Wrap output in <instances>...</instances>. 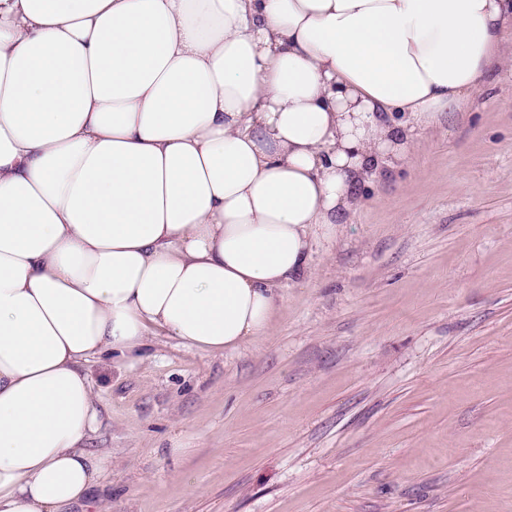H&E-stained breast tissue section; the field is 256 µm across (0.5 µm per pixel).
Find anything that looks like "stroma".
Masks as SVG:
<instances>
[{"label": "stroma", "instance_id": "stroma-1", "mask_svg": "<svg viewBox=\"0 0 512 512\" xmlns=\"http://www.w3.org/2000/svg\"><path fill=\"white\" fill-rule=\"evenodd\" d=\"M283 288L269 333L91 363L109 512H512V71Z\"/></svg>", "mask_w": 512, "mask_h": 512}]
</instances>
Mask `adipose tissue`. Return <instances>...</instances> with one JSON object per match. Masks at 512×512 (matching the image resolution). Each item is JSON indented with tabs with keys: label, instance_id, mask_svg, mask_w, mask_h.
<instances>
[{
	"label": "adipose tissue",
	"instance_id": "obj_1",
	"mask_svg": "<svg viewBox=\"0 0 512 512\" xmlns=\"http://www.w3.org/2000/svg\"><path fill=\"white\" fill-rule=\"evenodd\" d=\"M512 0H0V512L104 459L88 366L266 335L355 188L495 69Z\"/></svg>",
	"mask_w": 512,
	"mask_h": 512
}]
</instances>
